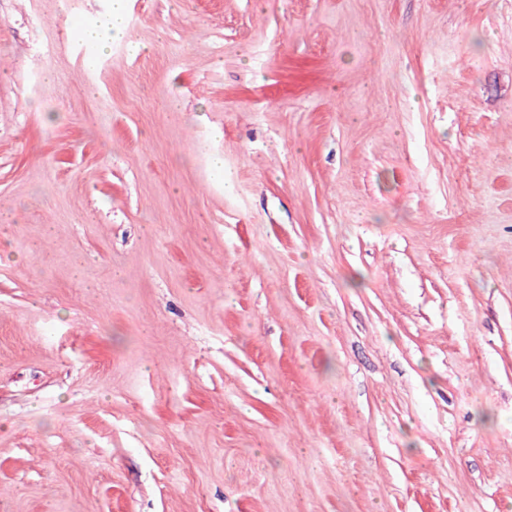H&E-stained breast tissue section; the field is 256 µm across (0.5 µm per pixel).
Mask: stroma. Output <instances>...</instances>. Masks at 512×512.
<instances>
[{
  "label": "stroma",
  "mask_w": 512,
  "mask_h": 512,
  "mask_svg": "<svg viewBox=\"0 0 512 512\" xmlns=\"http://www.w3.org/2000/svg\"><path fill=\"white\" fill-rule=\"evenodd\" d=\"M0 0V512H512V0ZM114 1L115 5L100 19L98 27L88 31L87 36L90 40L98 41L101 31H112L116 35L123 34L124 20L120 5L121 0Z\"/></svg>",
  "instance_id": "35a3bbf8"
}]
</instances>
